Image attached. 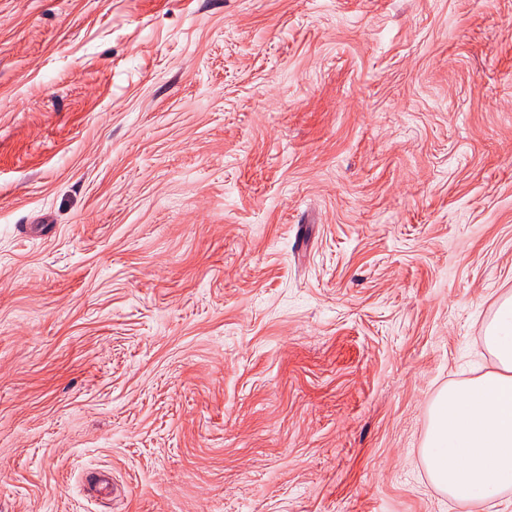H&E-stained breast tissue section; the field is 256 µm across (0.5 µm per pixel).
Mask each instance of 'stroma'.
<instances>
[{"label": "stroma", "mask_w": 512, "mask_h": 512, "mask_svg": "<svg viewBox=\"0 0 512 512\" xmlns=\"http://www.w3.org/2000/svg\"><path fill=\"white\" fill-rule=\"evenodd\" d=\"M510 295L512 0H0V512H469ZM485 339L497 369L438 394L423 448L432 484L466 507L486 505L512 487V295Z\"/></svg>", "instance_id": "stroma-1"}]
</instances>
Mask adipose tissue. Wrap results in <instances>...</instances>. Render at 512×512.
<instances>
[{"label": "adipose tissue", "mask_w": 512, "mask_h": 512, "mask_svg": "<svg viewBox=\"0 0 512 512\" xmlns=\"http://www.w3.org/2000/svg\"><path fill=\"white\" fill-rule=\"evenodd\" d=\"M485 339L496 370L443 389L424 442L432 484L467 507L488 504L512 487V295Z\"/></svg>", "instance_id": "adipose-tissue-1"}]
</instances>
